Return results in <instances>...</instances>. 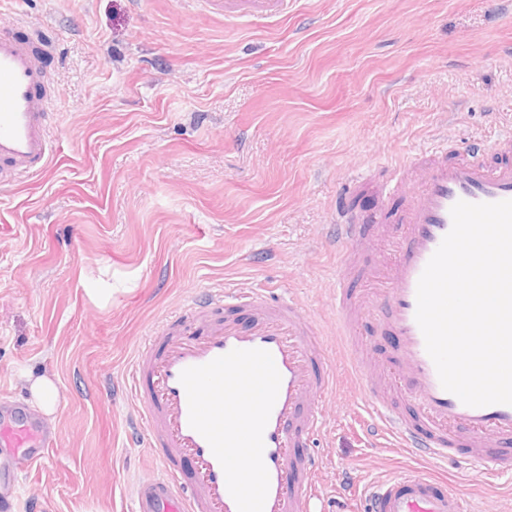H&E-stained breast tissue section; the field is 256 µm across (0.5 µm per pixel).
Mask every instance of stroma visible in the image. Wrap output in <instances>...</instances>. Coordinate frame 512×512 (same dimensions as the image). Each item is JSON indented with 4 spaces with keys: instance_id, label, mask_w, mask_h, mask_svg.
I'll return each instance as SVG.
<instances>
[{
    "instance_id": "35a3bbf8",
    "label": "stroma",
    "mask_w": 512,
    "mask_h": 512,
    "mask_svg": "<svg viewBox=\"0 0 512 512\" xmlns=\"http://www.w3.org/2000/svg\"><path fill=\"white\" fill-rule=\"evenodd\" d=\"M5 27L53 43L54 158L0 188V395L30 400L25 371L59 390L57 444L20 477L15 512H132L162 469L127 433L130 367L206 289L281 288L324 332L339 387L310 450L317 512L418 464L363 433L330 224L371 179L355 194L379 224L357 248L370 304L396 250L380 227L408 206L378 195L383 168L512 136V0H294L235 22L192 0H0ZM428 468L471 512H512V475Z\"/></svg>"
}]
</instances>
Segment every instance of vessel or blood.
<instances>
[{"label":"vessel or blood","instance_id":"vessel-or-blood-1","mask_svg":"<svg viewBox=\"0 0 512 512\" xmlns=\"http://www.w3.org/2000/svg\"><path fill=\"white\" fill-rule=\"evenodd\" d=\"M290 0H224L228 19L266 18L287 12ZM42 54L32 40L0 29V182L13 183L47 168L53 157L49 107L52 99ZM512 153V139L476 144L467 156L449 159L447 146L433 148L422 177L405 183L406 159L380 186L383 197L408 194L409 211L386 234L398 245L386 265V286L374 306L380 337L353 341L359 306L350 248L364 239L372 214L343 204L332 240L340 274L334 303L337 329L350 339L351 376L371 400L376 426L396 447L445 463L466 457L492 476L512 474V405L471 407L439 380L416 321L417 286L428 261L452 227L459 201L512 200V163L494 166L486 152ZM392 349L386 367L405 393L403 408L366 367L373 350ZM235 349L268 351L281 376L278 396L263 432L269 475L264 512H311L312 463L308 448L324 423L318 401L336 383L322 335L288 298L261 291L203 292L158 326L130 372L133 406L142 419L137 434L155 449L163 475L136 492V512H238L221 464L207 440L189 423L186 368L201 366ZM57 441V433L21 402H0V480L17 482ZM366 512H466L463 499L444 488L427 468L412 467L383 478L366 492Z\"/></svg>","mask_w":512,"mask_h":512}]
</instances>
